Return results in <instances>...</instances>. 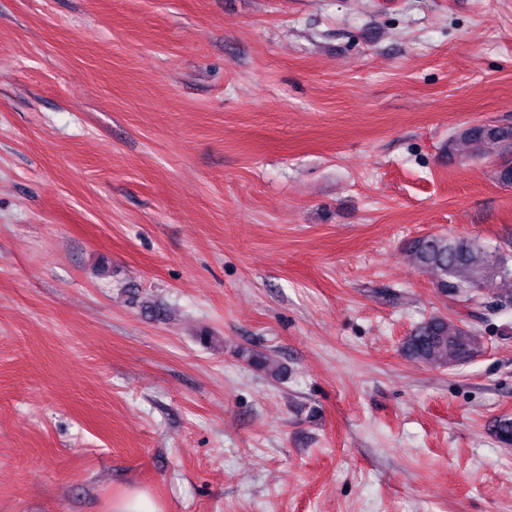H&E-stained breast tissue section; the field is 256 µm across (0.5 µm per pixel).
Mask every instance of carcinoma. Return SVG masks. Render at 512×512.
I'll list each match as a JSON object with an SVG mask.
<instances>
[{
	"instance_id": "1",
	"label": "carcinoma",
	"mask_w": 512,
	"mask_h": 512,
	"mask_svg": "<svg viewBox=\"0 0 512 512\" xmlns=\"http://www.w3.org/2000/svg\"><path fill=\"white\" fill-rule=\"evenodd\" d=\"M464 136L481 143L486 152L502 159L498 180L512 184V126H473ZM407 252L416 266L433 273L435 287L446 294L470 298L479 288H494L498 304H512V253L491 248L476 237L430 234L411 241ZM402 349L411 359L432 366L453 368L469 360L477 350L474 332L464 323L431 315L404 338ZM254 367L278 379L281 369L268 358L247 353ZM492 432L505 448L512 447V418L495 419Z\"/></svg>"
}]
</instances>
